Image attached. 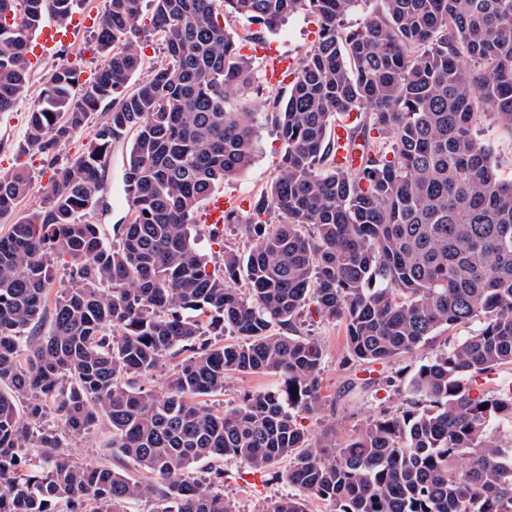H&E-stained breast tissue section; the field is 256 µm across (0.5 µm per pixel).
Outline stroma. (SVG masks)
I'll return each instance as SVG.
<instances>
[{"instance_id":"1","label":"stroma","mask_w":512,"mask_h":512,"mask_svg":"<svg viewBox=\"0 0 512 512\" xmlns=\"http://www.w3.org/2000/svg\"><path fill=\"white\" fill-rule=\"evenodd\" d=\"M316 20L308 13L290 16L283 25L265 33L267 45L280 54L300 59L316 37ZM254 86L252 99L254 111L260 112L258 152L253 164L239 177L221 183L220 188L228 195L254 199L264 192L279 165L284 152L275 117L270 114L269 99L283 95L286 85H273L265 78V62L262 57L253 59ZM40 90L39 82H32L27 100L21 101L12 111L0 112V173L11 172L18 165H26L32 175L31 188L19 203L18 212H26L41 204L49 190L53 169L43 155L24 154L20 146L29 119L30 98ZM124 145L112 150L104 175L103 202L88 214L89 222L98 224L104 236H111L114 224L120 223L128 206L121 186V160ZM313 333L322 342L326 357L321 373L322 406L315 413L303 416L300 423L309 438L328 437L336 444H344L366 421L380 417L383 412L396 413L408 406L406 378L410 371L434 354L450 349L459 340L476 331V324L460 325L439 332L413 354L404 355L388 363L375 366L366 372L362 366L349 362L345 349L344 329L340 324L322 321L318 315H306ZM70 451L74 457L105 464L122 471L132 470L131 462L112 456V430L106 423L83 435L70 438ZM287 461H280L267 475L254 478L238 461L224 463L223 492L233 512H260L269 500L288 494L290 488L284 479Z\"/></svg>"}]
</instances>
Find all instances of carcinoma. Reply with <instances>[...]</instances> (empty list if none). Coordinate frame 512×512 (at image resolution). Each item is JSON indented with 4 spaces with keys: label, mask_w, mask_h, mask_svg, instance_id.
<instances>
[{
    "label": "carcinoma",
    "mask_w": 512,
    "mask_h": 512,
    "mask_svg": "<svg viewBox=\"0 0 512 512\" xmlns=\"http://www.w3.org/2000/svg\"><path fill=\"white\" fill-rule=\"evenodd\" d=\"M74 2L0 0V112L28 90L31 33L67 23ZM301 11L318 32L275 102L281 165L250 206L249 250L223 246L210 270L192 235L200 203L257 150L249 103L228 106L252 64L224 21L273 31ZM155 37L168 62L133 84ZM93 51L91 81L69 62L41 76L22 146L54 163L105 104L87 151L22 215L28 169L0 175V512H233L215 489L227 458L256 472L289 459L300 494L259 512H308L310 498L333 512H512V388L473 386L512 365V177L477 136L512 137V0H105ZM353 112L340 146L332 123ZM129 135L126 223L108 241L85 216ZM311 303L359 364L480 328L418 367L408 409L338 448L297 422L318 408L325 357L296 329ZM158 372L166 391L143 387ZM231 373L279 383L225 411L208 398ZM101 421L136 474L72 460L67 439Z\"/></svg>",
    "instance_id": "cac0c4a2"
}]
</instances>
